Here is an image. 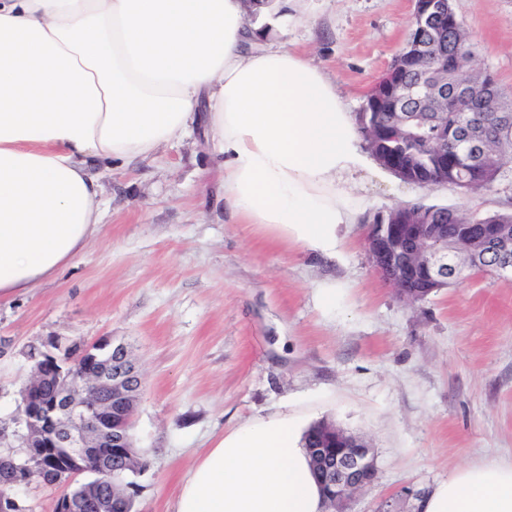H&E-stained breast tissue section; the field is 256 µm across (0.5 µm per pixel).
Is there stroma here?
Here are the masks:
<instances>
[{
    "label": "stroma",
    "mask_w": 512,
    "mask_h": 512,
    "mask_svg": "<svg viewBox=\"0 0 512 512\" xmlns=\"http://www.w3.org/2000/svg\"><path fill=\"white\" fill-rule=\"evenodd\" d=\"M474 63L512 98V0H452ZM287 40L351 112L405 43L411 0H299ZM366 202L335 258L224 215L217 151L201 129L102 181L103 222L71 265L0 303V424L11 425L54 336L126 342L143 389L132 434L146 458L134 512H173L183 479L224 435L288 414L372 448L377 480L344 512H417L463 466L512 461V272H477L411 302L369 260L375 214L416 202L512 212V168L468 195L405 182L362 150ZM337 288L335 306L317 299Z\"/></svg>",
    "instance_id": "35a3bbf8"
}]
</instances>
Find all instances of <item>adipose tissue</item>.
Segmentation results:
<instances>
[{
  "label": "adipose tissue",
  "instance_id": "1",
  "mask_svg": "<svg viewBox=\"0 0 512 512\" xmlns=\"http://www.w3.org/2000/svg\"><path fill=\"white\" fill-rule=\"evenodd\" d=\"M204 126L235 224L335 256L362 200L353 118L326 72L245 0H0V301L55 277L103 222V164ZM289 417L210 448L174 512H325ZM421 512H512V462L439 482Z\"/></svg>",
  "mask_w": 512,
  "mask_h": 512
}]
</instances>
